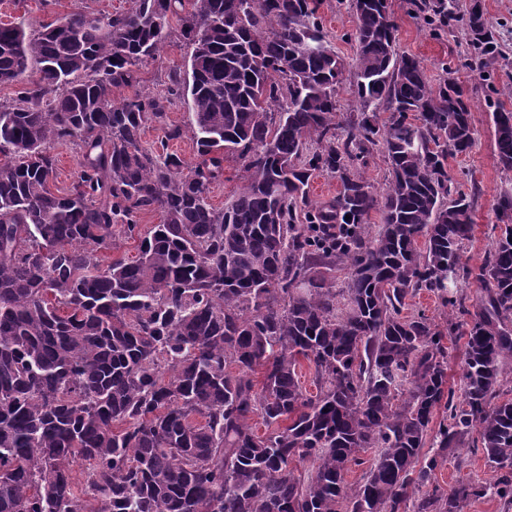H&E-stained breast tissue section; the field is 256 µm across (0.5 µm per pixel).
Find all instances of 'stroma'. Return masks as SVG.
<instances>
[{
    "mask_svg": "<svg viewBox=\"0 0 512 512\" xmlns=\"http://www.w3.org/2000/svg\"><path fill=\"white\" fill-rule=\"evenodd\" d=\"M397 26L396 50L422 60L431 83H439L444 67L456 69L458 80L472 90L475 144L469 153L450 157L448 172L463 191L474 194V234L464 248V257L471 266H479L491 241L495 222L493 206L504 193L512 194V171L500 168L493 136L491 110L488 106L490 88L501 91L499 106L512 110V97L506 95L512 86V0H481L486 29L498 38V52L484 56L479 67L467 66L465 58L470 48L471 33L466 16L470 0H455L457 17L444 31L430 33L423 19L413 9L411 0H391ZM102 14L130 8L131 0H0V23L26 16L39 23H49L77 7ZM320 12L324 31L337 53L346 59L356 52L354 42L347 36L355 28V15L344 0H323ZM192 51L188 42L168 43L161 55L148 61L140 70L142 91L161 95L166 90L167 74L171 67L184 64ZM479 477L490 481L495 477L482 453L461 452L459 458L449 459L438 471L437 480L451 488L459 478Z\"/></svg>",
    "mask_w": 512,
    "mask_h": 512,
    "instance_id": "stroma-1",
    "label": "stroma"
}]
</instances>
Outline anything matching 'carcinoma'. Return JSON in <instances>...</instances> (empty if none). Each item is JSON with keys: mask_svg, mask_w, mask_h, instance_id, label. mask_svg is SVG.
Returning a JSON list of instances; mask_svg holds the SVG:
<instances>
[{"mask_svg": "<svg viewBox=\"0 0 512 512\" xmlns=\"http://www.w3.org/2000/svg\"><path fill=\"white\" fill-rule=\"evenodd\" d=\"M320 6L132 0L0 24V85L15 87L0 103V512H464L486 496L512 508V196L494 204L482 264L463 262L474 203L447 161L474 145L469 90L450 75L431 85L396 53L390 0H350L349 61ZM468 24L487 55L482 14ZM178 36L192 51L167 95L112 99ZM174 99L185 128L167 120ZM492 119L512 171V111ZM151 124L163 146L191 132L198 163L146 150ZM60 143L80 152L63 193ZM377 154L381 189L367 177ZM229 158L240 186L217 209ZM317 173L340 183L324 203L309 197ZM149 212L162 223L145 232ZM116 239L138 258L106 256ZM421 291L452 314H403ZM462 446L497 479L444 489L436 471Z\"/></svg>", "mask_w": 512, "mask_h": 512, "instance_id": "1", "label": "carcinoma"}]
</instances>
